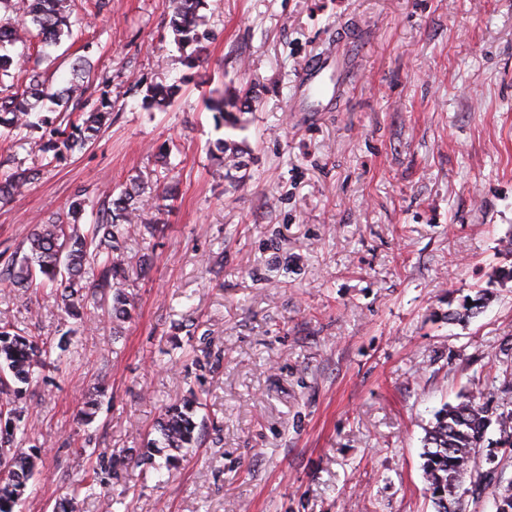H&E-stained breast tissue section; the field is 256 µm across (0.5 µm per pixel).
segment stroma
I'll return each instance as SVG.
<instances>
[{
    "label": "stroma",
    "instance_id": "1",
    "mask_svg": "<svg viewBox=\"0 0 512 512\" xmlns=\"http://www.w3.org/2000/svg\"><path fill=\"white\" fill-rule=\"evenodd\" d=\"M209 85L181 62L169 0H76L73 34L24 48L25 69L65 85L91 64L112 122L74 156L18 149L41 178L0 204V254L76 191L97 199L155 167V232L126 243L135 307L120 339L107 314L26 402L46 454L21 512H433L425 430L458 394L512 384V0H207ZM355 43H337L338 28ZM336 46L349 72L337 105L293 112L307 59ZM176 85L144 109L139 82ZM255 88L245 177L229 184L207 150L219 133L210 88ZM492 298L469 323L450 309ZM44 339L63 322L48 290L0 284V309ZM202 316L206 412L215 428L172 472L124 469L126 495L88 494L73 449L133 447L195 381L178 325ZM107 388L89 428L85 390ZM491 292L481 290L474 297L466 296L456 309L448 312V323H465L475 317L491 298Z\"/></svg>",
    "mask_w": 512,
    "mask_h": 512
}]
</instances>
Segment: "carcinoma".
Masks as SVG:
<instances>
[{
    "mask_svg": "<svg viewBox=\"0 0 512 512\" xmlns=\"http://www.w3.org/2000/svg\"><path fill=\"white\" fill-rule=\"evenodd\" d=\"M204 0H171L170 32L189 68L205 62L206 43L211 39L208 19L201 13ZM17 20L0 22V137L20 143L21 148L52 154L60 159L82 150L100 133L111 119L112 101L101 95L94 102L86 97L84 85L89 63L76 59L72 78L62 88H55L39 75L27 85L14 86L23 55L12 54L11 48L26 45L31 31L45 44H57L72 33L71 0H0V10ZM175 86H146L143 104L148 108L166 106ZM251 90L232 92L215 88L206 106L213 112L215 127H242L241 115L248 110ZM50 101L61 111L70 103L90 106L77 121L65 126L37 112V107ZM49 128L48 137L35 141L29 136ZM210 157L224 168V178L239 181L236 172L245 167L242 146L224 138L209 148ZM39 168H18L0 179V203H8L23 194L40 178ZM160 178L149 182L142 175L132 179L116 194H108L98 203L94 223H85L88 203L75 195L68 205L66 217L56 213L35 226L22 248L0 264V283L15 288L50 287L60 314L79 323L91 321V308L97 298L109 301L108 313L113 335L121 334L123 325L132 317L134 304L126 290L127 268L123 247L142 222L141 198L146 189L158 186ZM491 292L481 290L467 296L455 309L448 310V323H465L475 317L490 300ZM209 330L198 338L203 357L195 360L196 379L215 371L208 352ZM71 332L61 333L48 342L16 321L7 310L0 311V512H17L26 499L42 449L31 436L27 409L17 404L34 378L51 365L49 356L56 352L61 361L70 352ZM102 389L85 396L79 417L86 425L96 418ZM204 390L189 388L184 396L165 408L157 421V435L145 437L138 448H125L116 456L105 448L95 458L86 459V473L92 482L107 484L121 477V466L134 463L170 471L180 467L184 457L200 445L206 419L198 418L206 406ZM29 444L26 449L21 444ZM497 446L512 455V396L509 390L483 398L462 394L455 404H445L426 431L422 465L431 502L436 512H465L466 497L480 498L485 492L493 496L496 512H512V476H507L501 461H488L489 448Z\"/></svg>",
    "mask_w": 512,
    "mask_h": 512,
    "instance_id": "1",
    "label": "carcinoma"
}]
</instances>
